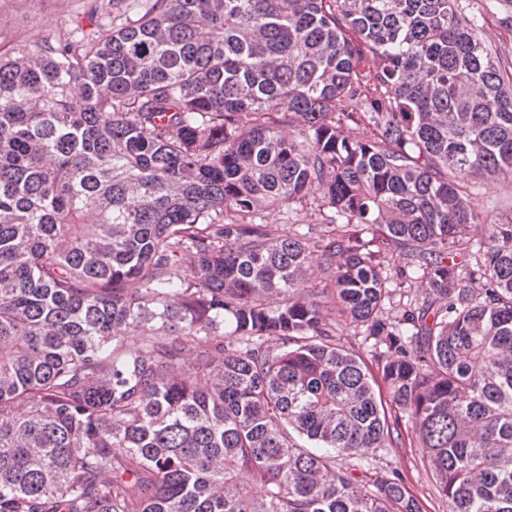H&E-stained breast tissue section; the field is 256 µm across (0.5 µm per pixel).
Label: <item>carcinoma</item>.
Wrapping results in <instances>:
<instances>
[{
	"instance_id": "cac0c4a2",
	"label": "carcinoma",
	"mask_w": 512,
	"mask_h": 512,
	"mask_svg": "<svg viewBox=\"0 0 512 512\" xmlns=\"http://www.w3.org/2000/svg\"><path fill=\"white\" fill-rule=\"evenodd\" d=\"M87 15L0 50V512H423L337 463L408 442L450 512H512V220L464 187L512 175V77L476 18ZM294 204L324 227L255 219ZM393 274L422 296L386 316ZM336 340L347 349L360 354L369 365L374 366L372 341H365L364 328L350 322H337Z\"/></svg>"
}]
</instances>
